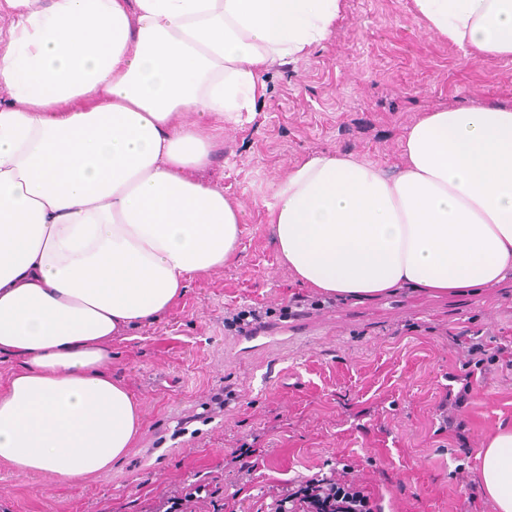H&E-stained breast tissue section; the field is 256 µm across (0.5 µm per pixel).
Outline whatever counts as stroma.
Returning a JSON list of instances; mask_svg holds the SVG:
<instances>
[{
	"label": "stroma",
	"mask_w": 512,
	"mask_h": 512,
	"mask_svg": "<svg viewBox=\"0 0 512 512\" xmlns=\"http://www.w3.org/2000/svg\"><path fill=\"white\" fill-rule=\"evenodd\" d=\"M265 80L263 104L225 124L202 174L244 213L235 256L190 280L158 321L112 341L108 369L143 411L133 448L71 483L0 463V512H144L185 482L210 487L207 512H224L231 494L255 512L284 483L344 465L384 512H496L469 487L480 482L482 440L512 425V372L474 383L465 443L440 431L435 407L459 371L451 335L512 341L511 278L458 296L340 297L310 312L306 331L252 351L234 348L224 314L309 292L266 222V202L297 164L339 153L400 169L402 137L426 114L512 108V58L464 54L427 29L412 0H343L331 37ZM236 451L254 466L249 483L236 478Z\"/></svg>",
	"instance_id": "stroma-1"
}]
</instances>
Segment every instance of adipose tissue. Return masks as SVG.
<instances>
[{"instance_id": "ef3b65f1", "label": "adipose tissue", "mask_w": 512, "mask_h": 512, "mask_svg": "<svg viewBox=\"0 0 512 512\" xmlns=\"http://www.w3.org/2000/svg\"><path fill=\"white\" fill-rule=\"evenodd\" d=\"M467 53L512 58V0H413ZM342 0H0V462L69 483L143 424L112 340L234 256L243 215L204 182L217 123L327 41ZM396 173L307 157L267 205L300 284L350 299L457 295L512 275V108L461 106L403 136ZM512 512V427L476 454Z\"/></svg>"}]
</instances>
